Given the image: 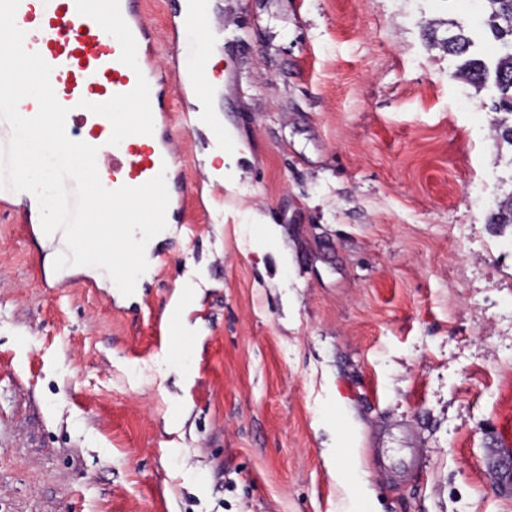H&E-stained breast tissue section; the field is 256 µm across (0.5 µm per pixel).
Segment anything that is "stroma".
Returning a JSON list of instances; mask_svg holds the SVG:
<instances>
[{"instance_id":"35a3bbf8","label":"stroma","mask_w":512,"mask_h":512,"mask_svg":"<svg viewBox=\"0 0 512 512\" xmlns=\"http://www.w3.org/2000/svg\"><path fill=\"white\" fill-rule=\"evenodd\" d=\"M156 59L203 31L141 0ZM239 180L174 134L179 226L137 296L49 268L0 202V512H512V146L429 47L481 0H204ZM191 333L156 336L179 284Z\"/></svg>"}]
</instances>
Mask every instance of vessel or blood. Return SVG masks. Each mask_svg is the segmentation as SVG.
Here are the masks:
<instances>
[{
    "label": "vessel or blood",
    "mask_w": 512,
    "mask_h": 512,
    "mask_svg": "<svg viewBox=\"0 0 512 512\" xmlns=\"http://www.w3.org/2000/svg\"><path fill=\"white\" fill-rule=\"evenodd\" d=\"M17 26L24 47L51 68L54 93L69 113L66 133L98 149L96 164L106 172L107 189L138 186L175 164L170 145H157V118H170L175 86L158 82L135 61L152 39L139 0H112V12L97 11L93 0H20ZM197 95L213 89L208 47H201L191 69ZM140 109L131 123L119 106Z\"/></svg>",
    "instance_id": "vessel-or-blood-1"
}]
</instances>
